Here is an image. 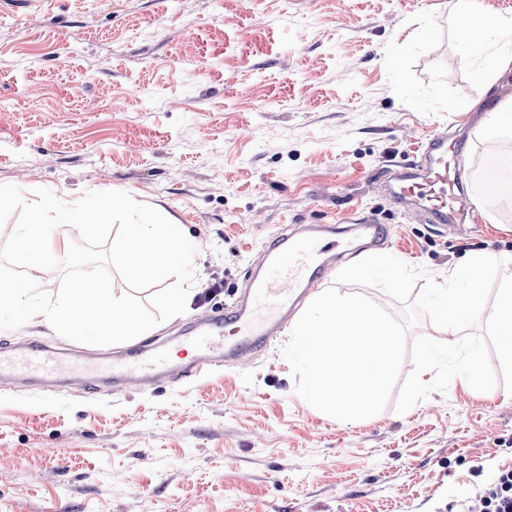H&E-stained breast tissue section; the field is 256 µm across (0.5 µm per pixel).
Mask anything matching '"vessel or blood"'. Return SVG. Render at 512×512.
Returning <instances> with one entry per match:
<instances>
[{
    "label": "vessel or blood",
    "mask_w": 512,
    "mask_h": 512,
    "mask_svg": "<svg viewBox=\"0 0 512 512\" xmlns=\"http://www.w3.org/2000/svg\"><path fill=\"white\" fill-rule=\"evenodd\" d=\"M463 146L447 135L431 134L420 147L413 171L391 176L396 195L433 224L447 225L467 212L461 190ZM387 238L383 225L361 218L348 225L316 224L303 232L281 229L268 238L263 264L246 297L229 308L212 310L201 323L186 329L183 341L189 360L174 362L169 347L145 350L114 360L110 383L125 387L143 381L196 372L208 359L242 358L252 347L276 340L309 290L321 283L346 256L376 247ZM66 371L62 358L49 350L26 346L0 355V376L21 374L26 381L45 383Z\"/></svg>",
    "instance_id": "1"
}]
</instances>
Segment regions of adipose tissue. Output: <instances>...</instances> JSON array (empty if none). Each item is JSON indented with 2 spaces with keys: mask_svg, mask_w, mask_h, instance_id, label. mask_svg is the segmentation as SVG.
<instances>
[{
  "mask_svg": "<svg viewBox=\"0 0 512 512\" xmlns=\"http://www.w3.org/2000/svg\"><path fill=\"white\" fill-rule=\"evenodd\" d=\"M454 11L461 49L475 62L476 79L484 89H492L512 74V43L503 38L504 32H512V18L484 14L479 0H457ZM132 207L118 192L104 198L87 194L71 202L47 196L31 199L28 223L16 227L25 274L17 279L0 268V310L23 313L59 333L124 339L151 332V321L95 280L72 282L55 300L43 298V272L69 257L74 235L90 233L94 222Z\"/></svg>",
  "mask_w": 512,
  "mask_h": 512,
  "instance_id": "obj_1",
  "label": "adipose tissue"
}]
</instances>
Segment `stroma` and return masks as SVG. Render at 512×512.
<instances>
[{"label": "stroma", "instance_id": "stroma-1", "mask_svg": "<svg viewBox=\"0 0 512 512\" xmlns=\"http://www.w3.org/2000/svg\"><path fill=\"white\" fill-rule=\"evenodd\" d=\"M451 0H0V266L32 195L128 193L182 224L197 293L148 336L59 334L0 312V346L99 357L161 344L231 303L282 225L362 213L383 252L447 277L512 254V196L486 185L484 95ZM466 149L473 208L443 229L379 177L430 133ZM282 331L245 362L95 394L0 378V512H463L512 469V394L460 377L406 414L311 407Z\"/></svg>", "mask_w": 512, "mask_h": 512}]
</instances>
